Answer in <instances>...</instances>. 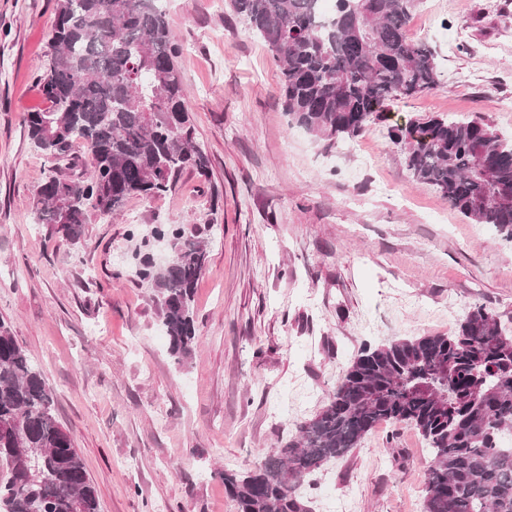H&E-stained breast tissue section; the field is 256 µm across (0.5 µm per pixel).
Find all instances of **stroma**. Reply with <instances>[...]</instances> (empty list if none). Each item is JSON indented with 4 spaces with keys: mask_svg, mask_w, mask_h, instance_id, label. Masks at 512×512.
Wrapping results in <instances>:
<instances>
[{
    "mask_svg": "<svg viewBox=\"0 0 512 512\" xmlns=\"http://www.w3.org/2000/svg\"><path fill=\"white\" fill-rule=\"evenodd\" d=\"M423 0L408 24L436 46L441 86L397 101L392 120L477 119L512 138V0ZM57 0H0V321L53 389L56 416L94 482L100 512H236L222 473L274 451L325 403L367 345L452 333L485 305L512 330V240L411 178L385 124L345 153L292 125L267 46L225 0H170L179 65L207 176L90 216L73 245L37 223L48 167L28 112ZM157 224L207 246L194 296L198 343L169 354L135 256L169 258ZM311 392L272 416L286 385ZM431 456L418 432L379 424L304 478L311 512H422Z\"/></svg>",
    "mask_w": 512,
    "mask_h": 512,
    "instance_id": "1",
    "label": "stroma"
}]
</instances>
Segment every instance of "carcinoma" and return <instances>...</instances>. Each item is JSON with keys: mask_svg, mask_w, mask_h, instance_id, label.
I'll return each mask as SVG.
<instances>
[{"mask_svg": "<svg viewBox=\"0 0 512 512\" xmlns=\"http://www.w3.org/2000/svg\"><path fill=\"white\" fill-rule=\"evenodd\" d=\"M268 47L291 121L334 146L385 119L396 101L437 89L436 48L407 26L421 0H228ZM181 44L160 0H58L40 87L50 107L27 113L49 163L34 209L77 244L89 215L170 191L186 168L205 174L179 66ZM413 180L476 224L512 234V141L478 121L425 116L388 127ZM163 264L142 261L177 363L196 348L193 300L205 245L182 226ZM381 422L414 428L432 457L422 512H512V333L476 304L450 335L365 346L324 406L252 467L223 473L237 512H308L305 475L361 445ZM0 512H100L96 487L59 423L44 375L0 322Z\"/></svg>", "mask_w": 512, "mask_h": 512, "instance_id": "1", "label": "carcinoma"}]
</instances>
